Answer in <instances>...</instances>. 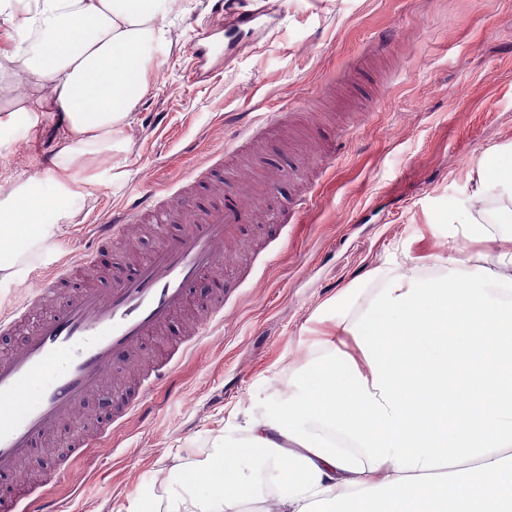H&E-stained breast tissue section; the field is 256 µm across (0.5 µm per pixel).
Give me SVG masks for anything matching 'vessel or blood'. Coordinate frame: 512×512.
I'll use <instances>...</instances> for the list:
<instances>
[{"label": "vessel or blood", "mask_w": 512, "mask_h": 512, "mask_svg": "<svg viewBox=\"0 0 512 512\" xmlns=\"http://www.w3.org/2000/svg\"><path fill=\"white\" fill-rule=\"evenodd\" d=\"M249 207L248 200L237 199L202 213L187 201L173 217L155 194L148 193L98 225L96 238L102 245L122 237L127 226L144 215H154L159 224L176 218L184 229L102 287L76 292L38 323L23 347L0 358V475L15 474L33 441L102 387L119 354L134 349L184 308L202 275L223 268L226 243L246 221ZM68 276L64 269L45 279L14 307L10 318H0V333L25 326L32 313L50 301L59 280ZM223 323L224 295L219 292L203 306L191 344ZM177 368L172 361L158 365L136 394L126 398L123 413L140 407ZM20 501L22 512H56L55 501L43 492L22 494Z\"/></svg>", "instance_id": "b4317fda"}]
</instances>
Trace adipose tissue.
Returning a JSON list of instances; mask_svg holds the SVG:
<instances>
[{"label": "adipose tissue", "instance_id": "obj_1", "mask_svg": "<svg viewBox=\"0 0 512 512\" xmlns=\"http://www.w3.org/2000/svg\"><path fill=\"white\" fill-rule=\"evenodd\" d=\"M181 0H0V132L41 113L62 117L54 194L0 174V272L14 255L73 218L72 166L111 152L149 87L156 47L171 46ZM466 217L448 239V276L417 264L385 279L369 311L337 314L359 349L325 341L296 369L288 398L245 423L199 466L204 488L166 512H512V250L497 268L473 264L467 243L499 241L512 222V144L477 172ZM500 189L487 207L485 188ZM288 468L277 482L240 481L242 462Z\"/></svg>", "mask_w": 512, "mask_h": 512}]
</instances>
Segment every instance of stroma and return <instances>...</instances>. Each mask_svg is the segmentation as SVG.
<instances>
[{"mask_svg": "<svg viewBox=\"0 0 512 512\" xmlns=\"http://www.w3.org/2000/svg\"><path fill=\"white\" fill-rule=\"evenodd\" d=\"M241 8L257 19L237 26ZM198 30L223 44V57L200 55ZM172 36L119 149L73 168L77 216L30 245L17 275L0 278V315L76 255L86 261L76 284H63L66 296L156 249L169 226L134 225L135 245L108 248L90 229L129 206L134 189L181 181L192 162L244 137L224 161L223 184L196 203L221 204L231 187L250 198L253 220L223 275L251 273L225 303L223 328L110 438L65 456L62 440L97 434L104 419L89 395L21 459L17 480L0 479V494L48 489L59 512L166 507L193 487L221 438L243 437L248 416L287 397L294 370L334 330L335 315L319 318L321 309L343 295L351 315L363 313L412 257L425 276L444 274L436 257L449 214H466L478 167L512 144V0H189ZM264 113L274 124L253 135ZM59 123L44 116L0 135V171L53 189ZM290 208L299 223H268V212ZM201 297L193 291L162 332L118 358L112 390L132 389L139 371L172 355Z\"/></svg>", "mask_w": 512, "mask_h": 512, "instance_id": "obj_1", "label": "stroma"}]
</instances>
